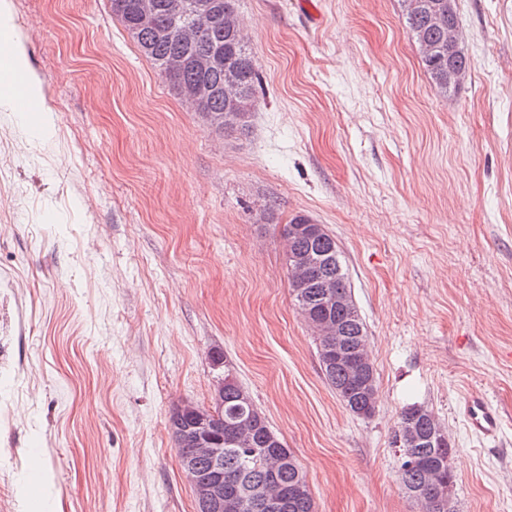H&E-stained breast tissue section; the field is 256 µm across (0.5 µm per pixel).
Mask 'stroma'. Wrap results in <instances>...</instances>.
<instances>
[{
	"mask_svg": "<svg viewBox=\"0 0 512 512\" xmlns=\"http://www.w3.org/2000/svg\"><path fill=\"white\" fill-rule=\"evenodd\" d=\"M239 0L245 133L176 96L110 0H11L37 109L0 110V512H194L168 419L230 362L316 512H419L403 408L448 432L457 512H512V0H456L425 72L400 0ZM324 225L370 334L371 417L327 384L282 229ZM503 417L471 434L466 399Z\"/></svg>",
	"mask_w": 512,
	"mask_h": 512,
	"instance_id": "1",
	"label": "stroma"
}]
</instances>
